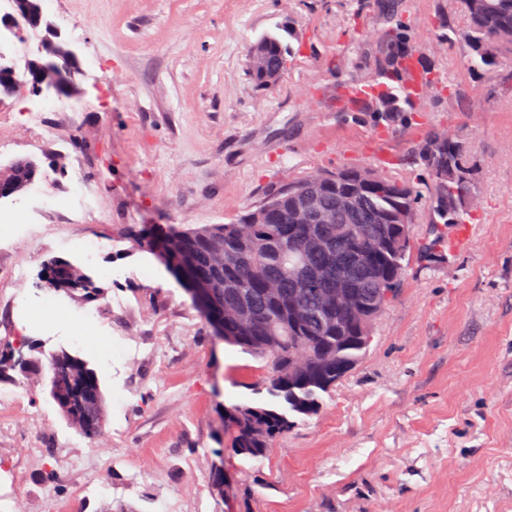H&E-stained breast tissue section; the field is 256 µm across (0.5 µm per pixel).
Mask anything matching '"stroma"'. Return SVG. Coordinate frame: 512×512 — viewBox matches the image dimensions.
Instances as JSON below:
<instances>
[{
	"label": "stroma",
	"mask_w": 512,
	"mask_h": 512,
	"mask_svg": "<svg viewBox=\"0 0 512 512\" xmlns=\"http://www.w3.org/2000/svg\"><path fill=\"white\" fill-rule=\"evenodd\" d=\"M373 0H42L75 44L87 93L72 111L20 87L0 102V164L37 160L47 180L0 201V343L86 360L106 403L91 442L48 396V375L0 384V512H512V87L470 66L460 0H402L417 64L440 96L381 128L340 106L378 78L365 55ZM448 26L437 24L438 14ZM291 48L263 89L258 40ZM479 104L476 112L464 101ZM434 127L474 144L478 218L452 252L410 258L398 299L318 416L266 456H228L224 409L261 406L265 363L218 341L188 294L133 238L145 224H227L317 170L371 168L406 181L404 156ZM93 191L63 223L77 181ZM65 259L93 301L37 283ZM54 298L47 325L39 305ZM224 468L214 494L211 465ZM55 479H47V471Z\"/></svg>",
	"instance_id": "35a3bbf8"
}]
</instances>
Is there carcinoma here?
I'll use <instances>...</instances> for the list:
<instances>
[{
    "instance_id": "obj_1",
    "label": "carcinoma",
    "mask_w": 512,
    "mask_h": 512,
    "mask_svg": "<svg viewBox=\"0 0 512 512\" xmlns=\"http://www.w3.org/2000/svg\"><path fill=\"white\" fill-rule=\"evenodd\" d=\"M473 9L469 0L461 4L469 18L466 46L469 59L494 66L502 58H512V43L497 35L512 30V0H478ZM380 27L372 35L369 63L380 78L408 79L412 55L409 26L400 12L399 0H375ZM270 62L288 63L289 48L275 35L258 41ZM356 112H373L378 119L392 122L404 108L385 88L365 101H351ZM440 130H431L415 142L406 163L431 178L429 228L419 244L413 241V225L399 224L401 209L419 212L421 191L408 181L383 173L370 186L358 183V170L343 168L317 172L288 184L255 210L239 215L230 224H200L183 228L178 224L144 226L137 233L138 246L154 253H168V272L187 271L211 284L213 306L217 310L242 306L247 322L225 326L224 342L262 358L267 372L261 388L272 398L263 406L233 405L225 409L224 426L229 435L231 456L258 458L266 455L274 440L288 432L294 421L288 414L314 416L321 394L329 393L360 362L366 349L356 342V320L352 311L328 314L321 293L336 291V265H327L334 255L360 302H377L386 309L399 296L403 261L411 250L430 261L452 249L449 229L476 220L477 213L465 210L469 196L477 192L472 155L473 143L463 137L448 139L438 148ZM10 175L23 181L43 180L46 173L32 158L10 162ZM323 178L330 180L316 188L315 207L334 214L330 224H296L292 209L308 186ZM352 194L353 206L339 209L342 198ZM403 231L407 243L401 251L382 250L372 256L364 247ZM310 236L319 238L321 251L307 245ZM226 253L242 254L250 265L216 264ZM312 278L316 285L299 290L294 276ZM42 287L55 292L79 294L85 300L101 295L102 287L68 260L49 263ZM49 397L59 412L89 440L102 437L105 425V396L96 371L89 363L67 351L47 357ZM41 362L15 354L11 346L0 354V382L14 380V373L38 375Z\"/></svg>"
}]
</instances>
